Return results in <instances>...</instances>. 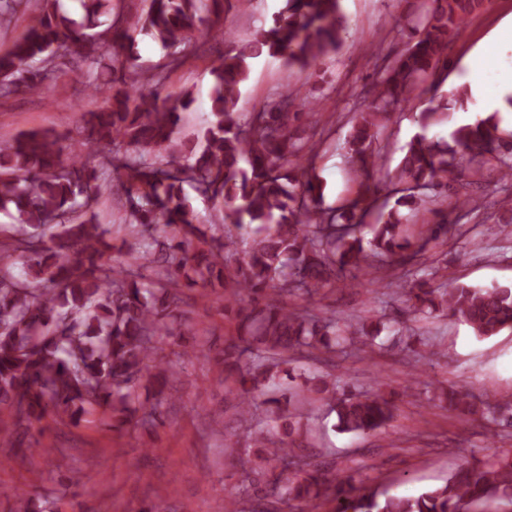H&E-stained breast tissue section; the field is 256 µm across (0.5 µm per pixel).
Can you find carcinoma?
I'll list each match as a JSON object with an SVG mask.
<instances>
[{
  "mask_svg": "<svg viewBox=\"0 0 512 512\" xmlns=\"http://www.w3.org/2000/svg\"><path fill=\"white\" fill-rule=\"evenodd\" d=\"M80 2L77 20L62 0H0V37L17 17L28 20L0 52V99L37 93L74 66L98 103L86 137L80 127L70 143L36 130L0 142V211L14 219L0 229V416L20 437L47 417L59 423L106 415L117 432L155 424L179 375L164 349L183 321L178 290L199 288L238 321L237 339L215 354L234 377L232 408L243 420L265 415L250 435L260 454L224 449L240 467L224 512H309L330 496L336 512H512L507 454L479 464L466 449L444 484L381 498L354 487L352 475L328 479L298 441L302 425L281 405L288 366L328 365L344 344L359 354L374 346L364 320L320 315L288 298H310L378 258L408 267L398 287L414 318L449 313L479 337L512 330V285L432 286L419 266L446 234L445 221L411 243L399 213L427 193L447 198L452 183L487 163L511 181L512 131L492 114L457 126L447 140L418 134L389 182H373L380 121L418 82L448 70V45L484 0H434L416 19L397 20V32L410 29L414 41L348 112L346 158L359 188L338 206L322 204L314 136L331 129L318 128L319 102L286 90L244 118L241 96L251 61L263 56L321 74L318 63L340 48L349 26L341 0H285L269 27L224 53L210 69L209 109L193 140L178 128L194 98L164 93L169 73L206 53L207 36L225 37L226 15L250 0H150L140 15L120 0ZM135 32L159 42L166 61L129 75ZM103 184L123 200L132 242L122 260L112 258L107 229L97 223ZM186 185L218 210L210 224L188 203ZM455 208L460 219L479 211L472 197L457 199ZM148 386L156 388L150 404L138 394ZM300 392L327 404L347 433H375L393 415L385 395L324 377H304ZM445 401L459 415L477 413L469 395L450 392Z\"/></svg>",
  "mask_w": 512,
  "mask_h": 512,
  "instance_id": "cac0c4a2",
  "label": "carcinoma"
}]
</instances>
